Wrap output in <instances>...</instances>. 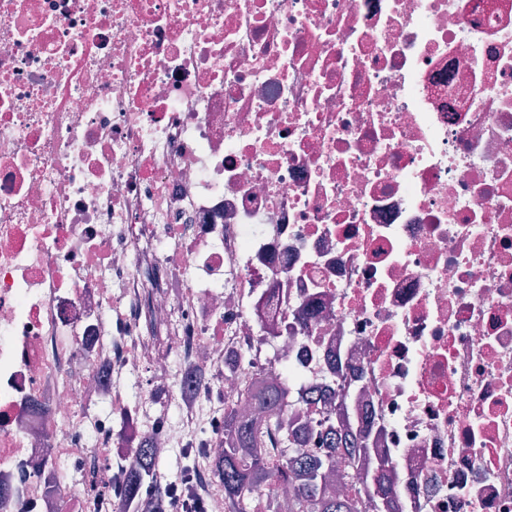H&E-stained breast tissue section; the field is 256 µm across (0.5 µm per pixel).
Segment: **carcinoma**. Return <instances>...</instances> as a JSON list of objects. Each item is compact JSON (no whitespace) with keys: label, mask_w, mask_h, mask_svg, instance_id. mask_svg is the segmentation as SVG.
<instances>
[{"label":"carcinoma","mask_w":512,"mask_h":512,"mask_svg":"<svg viewBox=\"0 0 512 512\" xmlns=\"http://www.w3.org/2000/svg\"><path fill=\"white\" fill-rule=\"evenodd\" d=\"M290 398L288 381L263 380L246 392L243 403L266 413L265 420L248 419L237 408L224 407L220 423L224 452L212 464L213 474L224 487V512H279L275 487L293 482L295 512H355L350 500L332 491L338 454L349 457L367 512H395L389 462L369 453L367 435L347 422L345 403L328 412L324 448L313 455L307 450V426L280 415ZM157 464L150 441L140 440L113 486L130 512L163 508L164 492L151 500L145 497Z\"/></svg>","instance_id":"cac0c4a2"}]
</instances>
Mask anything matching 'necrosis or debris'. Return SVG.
I'll use <instances>...</instances> for the list:
<instances>
[{"instance_id":"necrosis-or-debris-1","label":"necrosis or debris","mask_w":512,"mask_h":512,"mask_svg":"<svg viewBox=\"0 0 512 512\" xmlns=\"http://www.w3.org/2000/svg\"><path fill=\"white\" fill-rule=\"evenodd\" d=\"M269 372L512 512V0H0V512L212 462Z\"/></svg>"}]
</instances>
